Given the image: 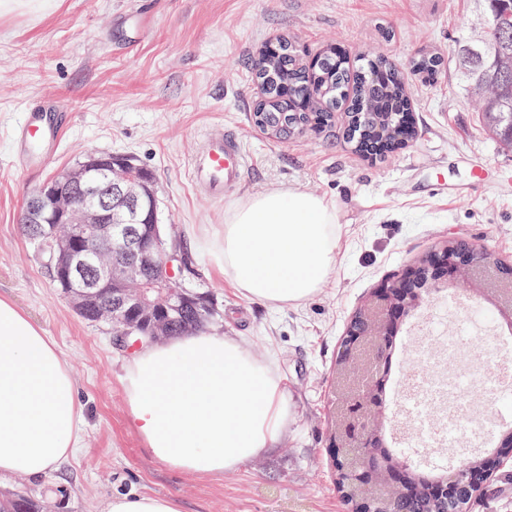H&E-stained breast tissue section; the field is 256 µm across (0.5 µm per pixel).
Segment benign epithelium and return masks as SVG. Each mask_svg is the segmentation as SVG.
<instances>
[{
  "label": "benign epithelium",
  "instance_id": "1",
  "mask_svg": "<svg viewBox=\"0 0 512 512\" xmlns=\"http://www.w3.org/2000/svg\"><path fill=\"white\" fill-rule=\"evenodd\" d=\"M102 163L98 154L90 153L79 164L58 172L32 195L26 223L33 227V240L48 252V264L75 310L100 291L115 290L119 305L152 319L151 338L165 339L167 317L175 309L173 305L165 306L167 294L152 296L148 287L129 288L127 284L141 281L150 271L155 279L171 281L177 257L161 249L156 210L146 207V200L154 199L153 193L132 180H112L106 188H100L92 174L102 168ZM114 196L119 198L117 209L112 205ZM62 224H77L79 230L64 235L60 232ZM114 241L131 256L121 268L101 261V244L110 247ZM424 263L442 269L441 285L460 279L451 242L431 249L373 288L363 308L366 333L361 336L347 330L341 340L338 371L350 386V399L336 412L329 448L350 512H370L365 499L352 488L353 480L359 477L358 467L365 468L367 474H377L385 494L407 478V467L388 465L373 456L357 465L352 451L382 446L379 430L384 399L365 377L372 365L387 359L388 342L403 320L402 309L395 304V288L414 280Z\"/></svg>",
  "mask_w": 512,
  "mask_h": 512
}]
</instances>
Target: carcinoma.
I'll use <instances>...</instances> for the list:
<instances>
[{
    "label": "carcinoma",
    "instance_id": "cac0c4a2",
    "mask_svg": "<svg viewBox=\"0 0 512 512\" xmlns=\"http://www.w3.org/2000/svg\"><path fill=\"white\" fill-rule=\"evenodd\" d=\"M483 18L479 31L456 41L452 60L460 72L465 91L478 106L485 125L499 142L512 149V0H476ZM449 60L438 54H423L412 69L423 77L434 79ZM258 83L266 87L263 98L256 103V113H263V131L283 142L300 127L311 122L323 126L338 109L347 113L343 137L360 152L372 151L385 157L398 149V138L412 140L416 130L409 121L411 102L407 95L402 71L387 58L368 56L364 63L352 62L346 54L328 45L316 56L315 63L302 62L297 50L286 39L279 40L271 50L259 54L251 65ZM112 160V169L138 182H154L153 174L145 169L120 166L117 156L103 154ZM454 250L463 256L462 265L475 272L485 264L483 251L467 241L454 242ZM418 278L400 294L403 315L409 316V303L425 294L427 279ZM183 306L173 316L169 335L198 332L210 324L215 309H205L195 295L182 292ZM107 302L102 295L89 302L80 317L88 323H101L100 310ZM143 336L151 320L131 313L126 325ZM484 457L465 456L448 473L454 483V493L448 494V483L431 471L416 468L408 485L399 492L381 497L378 507L384 512H468L469 488L483 479ZM0 512H43V505L27 494L0 501Z\"/></svg>",
    "mask_w": 512,
    "mask_h": 512
}]
</instances>
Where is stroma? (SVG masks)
Here are the masks:
<instances>
[{
    "instance_id": "obj_1",
    "label": "stroma",
    "mask_w": 512,
    "mask_h": 512,
    "mask_svg": "<svg viewBox=\"0 0 512 512\" xmlns=\"http://www.w3.org/2000/svg\"><path fill=\"white\" fill-rule=\"evenodd\" d=\"M479 20L474 0H21L0 12V296L55 342L77 380L85 421L70 459L40 480L1 479L0 498L25 490L52 512H103L117 493L171 495L181 512H347L327 446L349 320L383 278L448 239H467L512 264V149L486 127L455 67L430 81L411 68L422 54H450ZM281 37L308 59L329 43L353 57H388L405 71L417 137L375 161L344 140L339 115L285 143L268 138L250 119L260 98L250 62ZM49 94L70 108L69 124L48 166L19 170L10 161L13 129ZM218 127L237 131L249 164L241 189L221 201L199 195L188 179L198 140ZM90 151L128 154L153 172L159 221L186 255L178 281L218 299L223 323L211 334L244 341L284 380L291 422L273 448L236 470L202 477L148 453L123 386L131 350L111 325L78 316L22 233L31 194ZM470 155L487 165L482 183L472 181ZM440 171L448 180L442 194L432 189ZM288 188L335 207L341 234L320 288L273 307L225 277L224 215L251 196ZM460 296L487 305L467 283L425 299L404 322L398 363L430 368L428 349L414 340L454 330L465 314L448 300ZM387 405L390 448L447 470L450 452L399 437L400 395H388ZM472 512H512V463Z\"/></svg>"
}]
</instances>
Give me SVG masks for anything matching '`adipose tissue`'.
<instances>
[{
    "instance_id": "1",
    "label": "adipose tissue",
    "mask_w": 512,
    "mask_h": 512,
    "mask_svg": "<svg viewBox=\"0 0 512 512\" xmlns=\"http://www.w3.org/2000/svg\"><path fill=\"white\" fill-rule=\"evenodd\" d=\"M336 211L292 189L247 198L224 217L222 267L246 295L275 306L311 296L336 263ZM150 454L205 477L236 470L273 447L290 418L275 368L232 336L205 332L148 341L123 377ZM83 405L55 343L0 298V477L41 478L82 439ZM104 512H180L171 496L118 494Z\"/></svg>"
}]
</instances>
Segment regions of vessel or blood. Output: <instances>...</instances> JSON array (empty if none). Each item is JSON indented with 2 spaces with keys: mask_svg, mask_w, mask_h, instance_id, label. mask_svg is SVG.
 Instances as JSON below:
<instances>
[{
  "mask_svg": "<svg viewBox=\"0 0 512 512\" xmlns=\"http://www.w3.org/2000/svg\"><path fill=\"white\" fill-rule=\"evenodd\" d=\"M60 129V124L49 125L40 115L25 113L13 131V156L17 166L23 169L34 162L47 164L50 154L42 145L52 132ZM247 168L248 160L239 135L221 128L200 140L189 163L196 191L212 200L236 192Z\"/></svg>",
  "mask_w": 512,
  "mask_h": 512,
  "instance_id": "1",
  "label": "vessel or blood"
}]
</instances>
